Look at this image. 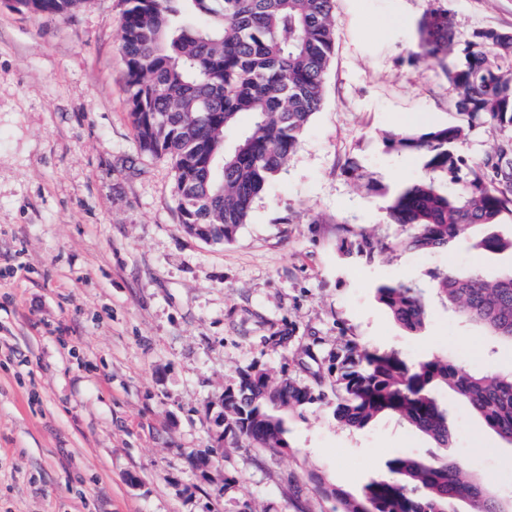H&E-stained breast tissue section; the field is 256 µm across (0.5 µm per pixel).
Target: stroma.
<instances>
[{"mask_svg":"<svg viewBox=\"0 0 512 512\" xmlns=\"http://www.w3.org/2000/svg\"><path fill=\"white\" fill-rule=\"evenodd\" d=\"M457 37L512 31V0H442ZM430 0H336L324 101L288 167L229 242L186 235L171 164L141 151L121 50L126 0H85L68 19L0 0V512H334L319 483L361 495L392 455L458 461L512 498V445L448 399L447 447L384 416L350 429L336 397L289 412L286 450L214 447L210 406L252 365L271 380L335 378L351 341L408 361L446 357L512 372L494 339L431 293L434 273L492 278L512 253V216L465 228L436 252L402 247L389 194L425 175L389 132L459 125L481 158L494 133L458 112L440 66L416 59ZM386 251L366 258L363 236ZM426 292L422 331L402 328L376 288ZM288 330L285 346L265 345Z\"/></svg>","mask_w":512,"mask_h":512,"instance_id":"obj_1","label":"stroma"}]
</instances>
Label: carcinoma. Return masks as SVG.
Instances as JSON below:
<instances>
[{"instance_id":"1","label":"carcinoma","mask_w":512,"mask_h":512,"mask_svg":"<svg viewBox=\"0 0 512 512\" xmlns=\"http://www.w3.org/2000/svg\"><path fill=\"white\" fill-rule=\"evenodd\" d=\"M14 9L68 18L85 0H11ZM122 52L129 107L140 149L166 157L173 170L179 215L214 225L216 242L231 241L248 223L256 198L286 169L300 138L321 107L324 75L334 52L336 0H126ZM416 56L438 60L456 49L447 9L429 7L417 25ZM463 60L448 67L456 107L498 133L474 162L455 151L458 125L420 133H388L387 147L423 159L426 176L395 191L387 207L394 224L410 227L402 245L418 251L448 248L469 225L496 224L512 214V35L497 29L473 34ZM154 112L166 129L142 127ZM250 129L231 140L242 115ZM467 168L456 195L441 178ZM477 247L512 251V239L482 238ZM432 290L465 318L500 340L512 342V268L487 280L477 273L445 271ZM376 298L411 332L421 330L428 306L403 284H382ZM335 368L334 416L362 429L383 415L396 416L448 446V409L440 391L454 393L502 440L512 441V373L488 375L444 358L415 363L397 351L346 343L331 354ZM325 396L322 382L301 385L288 375L277 382L252 366L224 389V443L279 451L288 447L284 415ZM387 474L352 497L320 484L341 512H448L465 500L472 512H507L478 476L466 477L452 459L428 461L396 454Z\"/></svg>"}]
</instances>
